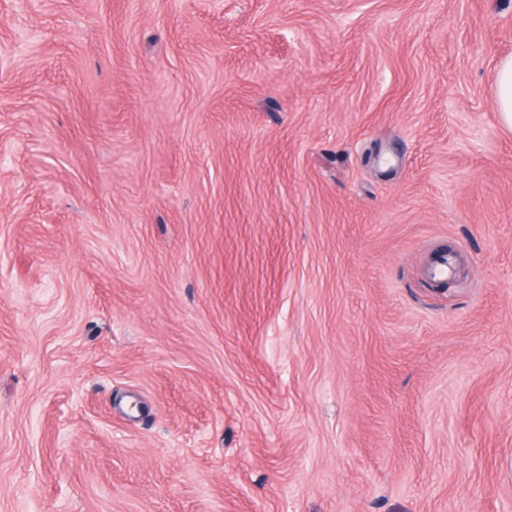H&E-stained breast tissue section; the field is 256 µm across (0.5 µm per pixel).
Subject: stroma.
Masks as SVG:
<instances>
[{"mask_svg": "<svg viewBox=\"0 0 512 512\" xmlns=\"http://www.w3.org/2000/svg\"><path fill=\"white\" fill-rule=\"evenodd\" d=\"M510 55L512 0H0V512H512ZM494 101L502 127L512 132V56L502 59L497 66Z\"/></svg>", "mask_w": 512, "mask_h": 512, "instance_id": "stroma-1", "label": "stroma"}]
</instances>
